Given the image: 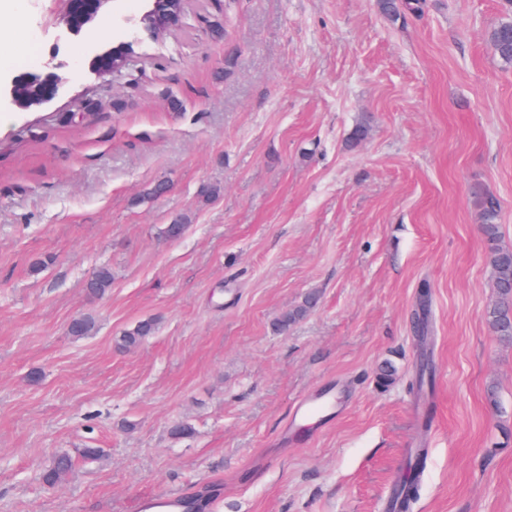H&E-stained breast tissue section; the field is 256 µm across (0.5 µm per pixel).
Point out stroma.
Instances as JSON below:
<instances>
[{"instance_id": "35a3bbf8", "label": "stroma", "mask_w": 512, "mask_h": 512, "mask_svg": "<svg viewBox=\"0 0 512 512\" xmlns=\"http://www.w3.org/2000/svg\"><path fill=\"white\" fill-rule=\"evenodd\" d=\"M69 7L21 0L0 18L32 48L0 41V77L53 62L63 78L52 100L0 107V512H138L198 483L219 484L214 512H387L421 445L413 512H512V344L487 320L472 194L498 200L512 249V63L488 42L500 0H425L396 20L376 0H185L106 77L89 60L111 21L74 36ZM102 267L112 284L89 299ZM88 313L92 334L69 335ZM147 319L154 335L118 348ZM424 357L434 384L418 395ZM321 392L326 414L295 416ZM180 421L193 435L172 436ZM63 453L73 470L45 489Z\"/></svg>"}]
</instances>
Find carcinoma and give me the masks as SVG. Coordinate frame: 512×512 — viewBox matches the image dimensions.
Returning a JSON list of instances; mask_svg holds the SVG:
<instances>
[{
    "label": "carcinoma",
    "mask_w": 512,
    "mask_h": 512,
    "mask_svg": "<svg viewBox=\"0 0 512 512\" xmlns=\"http://www.w3.org/2000/svg\"><path fill=\"white\" fill-rule=\"evenodd\" d=\"M423 0H378L380 12L391 20H396L401 13L408 11L419 14L423 11ZM512 31V19H504L488 33V40L493 52L501 59L512 62V41L505 40L504 34ZM479 207L481 231L491 248L488 261L495 273V288L498 302L487 311L489 323L500 340L512 341V249L500 247L499 239L498 200L479 191L474 192ZM112 274L107 268H100L87 280L85 288L92 296L105 294L111 286ZM315 296H307L303 303L284 314L277 323V328L285 329L305 317L315 306ZM429 306L428 292L423 290L418 297V308L422 315L416 317L415 330L423 336L428 333L427 312ZM155 332V322L143 320L127 330L118 345L122 348L135 347L146 341ZM427 459V450L415 449L411 474L403 482L394 486L388 502V512H412L419 497V474ZM73 467L72 458L67 454L55 457L51 466L42 474L45 484H57ZM219 488L215 484L205 483L193 486V490L184 495L189 506L187 512H212L215 496Z\"/></svg>",
    "instance_id": "1"
}]
</instances>
